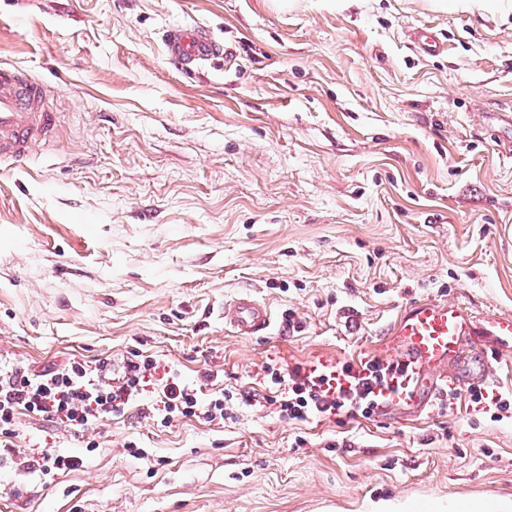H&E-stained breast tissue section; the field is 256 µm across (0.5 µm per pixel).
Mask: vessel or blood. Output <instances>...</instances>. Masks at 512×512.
<instances>
[{"label":"vessel or blood","mask_w":512,"mask_h":512,"mask_svg":"<svg viewBox=\"0 0 512 512\" xmlns=\"http://www.w3.org/2000/svg\"><path fill=\"white\" fill-rule=\"evenodd\" d=\"M167 55L182 71L198 70L221 56L204 27H174ZM45 86L27 71L0 65V163L27 166L31 148L55 140L54 113L43 107ZM224 324L239 336H262L274 326L269 306L250 294L226 300ZM512 348V314L476 315L460 301L421 298L401 309L380 350L405 372L378 398L375 414L414 418L433 414L449 395L480 384Z\"/></svg>","instance_id":"b4317fda"}]
</instances>
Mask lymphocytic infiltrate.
I'll return each mask as SVG.
<instances>
[{"mask_svg": "<svg viewBox=\"0 0 512 512\" xmlns=\"http://www.w3.org/2000/svg\"><path fill=\"white\" fill-rule=\"evenodd\" d=\"M154 366L148 357L124 360L117 368L106 358L91 369L75 357L39 370L15 362L0 365V429L13 426L17 415L24 414L85 432L117 412V400L131 398ZM386 376V369L372 366L368 376L354 378L347 391L338 393L329 374L298 364L272 371L271 383L280 389L274 398L280 415L305 423L326 415L374 416V390L385 384ZM161 400L166 425L179 416L218 425L226 415L223 399H202L195 385L176 374L167 379Z\"/></svg>", "mask_w": 512, "mask_h": 512, "instance_id": "lymphocytic-infiltrate-1", "label": "lymphocytic infiltrate"}]
</instances>
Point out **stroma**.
I'll list each match as a JSON object with an SVG mask.
<instances>
[{
  "instance_id": "stroma-1",
  "label": "stroma",
  "mask_w": 512,
  "mask_h": 512,
  "mask_svg": "<svg viewBox=\"0 0 512 512\" xmlns=\"http://www.w3.org/2000/svg\"><path fill=\"white\" fill-rule=\"evenodd\" d=\"M175 25L224 57L180 72ZM423 27L443 52L414 43ZM0 64L45 84L58 130L27 170L0 166V360L157 362L84 434L24 415L0 434V512L512 506V416L466 396L416 421L139 413L171 370L261 394L266 366L372 356L422 297L512 313V163L485 130L512 113V0H0ZM243 292L269 335L225 327ZM41 450L83 465L4 462ZM38 458L35 456H25L19 463L28 473L40 471L43 474L58 472H69L76 470L82 465V460L77 456H65L42 450L38 452Z\"/></svg>"
}]
</instances>
